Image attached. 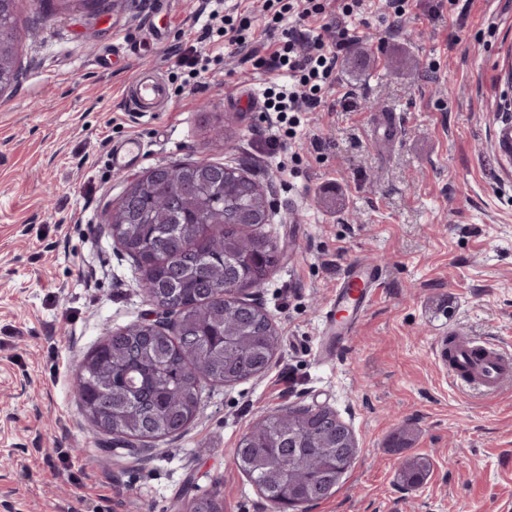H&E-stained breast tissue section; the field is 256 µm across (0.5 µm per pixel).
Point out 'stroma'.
<instances>
[{
    "label": "stroma",
    "instance_id": "stroma-1",
    "mask_svg": "<svg viewBox=\"0 0 512 512\" xmlns=\"http://www.w3.org/2000/svg\"><path fill=\"white\" fill-rule=\"evenodd\" d=\"M245 16L259 56L280 30L263 0H222ZM22 0V77L0 95V512H188L213 496L223 512H272L240 469L243 435L280 408L326 406L354 431L358 454L335 493L305 512H512V390L457 389L445 337L512 347V0H410L407 18L380 0L356 20L337 93L309 113L284 151L242 92L262 96L286 74L242 62L221 33L201 79L176 65L201 33L204 0ZM128 41L119 56L114 42ZM153 69L159 112L132 111L128 90ZM392 137L375 132L384 122ZM144 147L113 171V145ZM206 160L246 170L273 213L259 232L281 254L249 290L278 333L268 370L205 386L188 430L140 452L100 432L73 379L105 330L151 312L107 209L147 169ZM384 274L356 331L330 362L317 350L323 312L348 262ZM413 441L389 446L401 428ZM430 461L403 487L406 456Z\"/></svg>",
    "mask_w": 512,
    "mask_h": 512
}]
</instances>
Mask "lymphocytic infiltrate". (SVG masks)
<instances>
[{
	"label": "lymphocytic infiltrate",
	"instance_id": "obj_1",
	"mask_svg": "<svg viewBox=\"0 0 512 512\" xmlns=\"http://www.w3.org/2000/svg\"><path fill=\"white\" fill-rule=\"evenodd\" d=\"M365 0H265L273 23L284 17L295 19L294 26L283 30L279 48L261 66L284 71L288 82L266 89L264 106L277 123L284 125L286 135H293L300 115L324 103L336 83V67L340 55L356 37L351 21L364 9ZM336 10V35L324 40L308 29L307 21L323 17L328 8Z\"/></svg>",
	"mask_w": 512,
	"mask_h": 512
}]
</instances>
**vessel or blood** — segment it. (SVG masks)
<instances>
[{
    "label": "vessel or blood",
    "instance_id": "vessel-or-blood-1",
    "mask_svg": "<svg viewBox=\"0 0 512 512\" xmlns=\"http://www.w3.org/2000/svg\"><path fill=\"white\" fill-rule=\"evenodd\" d=\"M166 97L164 82L150 75L138 76L128 93L130 106L136 112L156 111ZM141 157L137 143L116 145L112 149V168L125 170L138 164ZM381 277L378 266L360 260L345 267L325 312L318 353L321 361H331L339 345L353 334L358 320L375 296ZM448 346L454 358L449 373L457 386L475 387L489 395L512 386V352L463 337L450 338Z\"/></svg>",
    "mask_w": 512,
    "mask_h": 512
}]
</instances>
